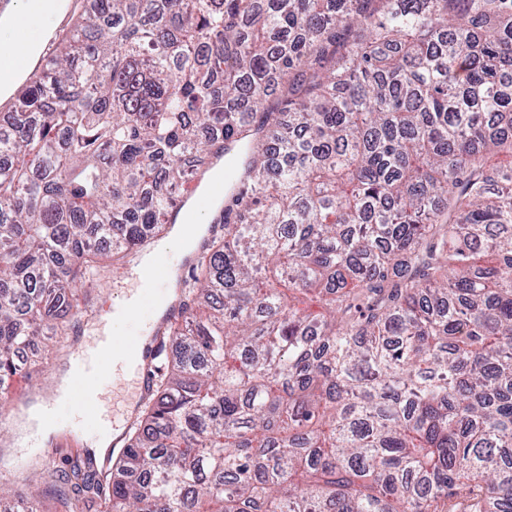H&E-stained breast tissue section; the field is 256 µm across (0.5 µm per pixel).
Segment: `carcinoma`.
Here are the masks:
<instances>
[{"label": "carcinoma", "mask_w": 512, "mask_h": 512, "mask_svg": "<svg viewBox=\"0 0 512 512\" xmlns=\"http://www.w3.org/2000/svg\"><path fill=\"white\" fill-rule=\"evenodd\" d=\"M0 114V384L231 150L98 512H512V0H95ZM288 121H283V116ZM39 491L0 487L16 512Z\"/></svg>", "instance_id": "obj_1"}]
</instances>
